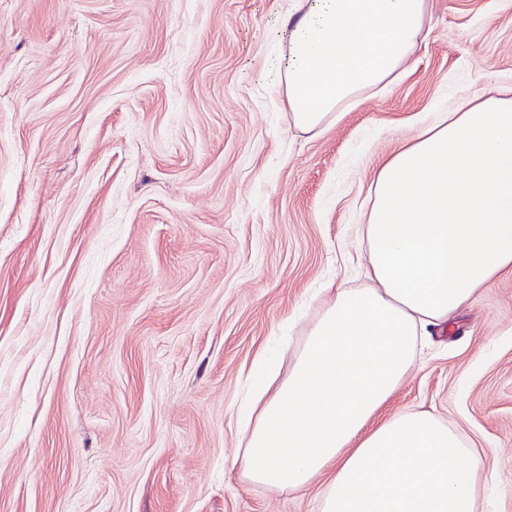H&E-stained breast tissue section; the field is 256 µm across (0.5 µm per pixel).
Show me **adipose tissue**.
Masks as SVG:
<instances>
[{
    "mask_svg": "<svg viewBox=\"0 0 512 512\" xmlns=\"http://www.w3.org/2000/svg\"><path fill=\"white\" fill-rule=\"evenodd\" d=\"M428 0H288L274 80L292 125L321 134L403 73ZM362 224L367 288L331 287L294 351L244 397L242 474L274 492L318 487L320 512H477L484 456L428 410L371 424L447 329L512 275V95L463 100L378 166Z\"/></svg>",
    "mask_w": 512,
    "mask_h": 512,
    "instance_id": "adipose-tissue-1",
    "label": "adipose tissue"
}]
</instances>
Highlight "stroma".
<instances>
[{
    "instance_id": "1",
    "label": "stroma",
    "mask_w": 512,
    "mask_h": 512,
    "mask_svg": "<svg viewBox=\"0 0 512 512\" xmlns=\"http://www.w3.org/2000/svg\"><path fill=\"white\" fill-rule=\"evenodd\" d=\"M287 0H0V512H320L241 478L236 400L297 347L381 161L512 86V0H429L403 78L310 137L260 86ZM489 449L512 512V276L427 341L378 418Z\"/></svg>"
}]
</instances>
